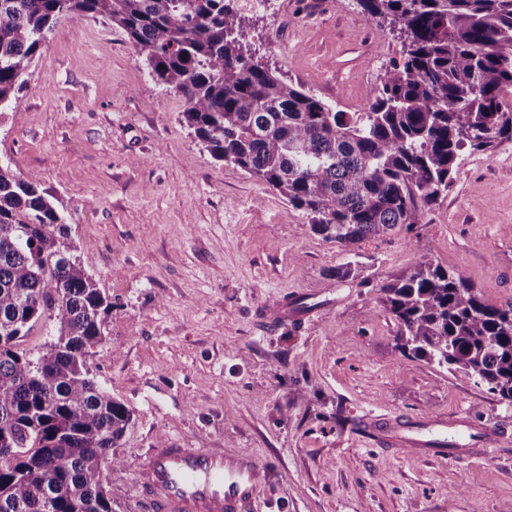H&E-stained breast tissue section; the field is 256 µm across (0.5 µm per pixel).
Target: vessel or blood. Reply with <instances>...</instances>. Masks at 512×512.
I'll return each mask as SVG.
<instances>
[{
  "label": "vessel or blood",
  "mask_w": 512,
  "mask_h": 512,
  "mask_svg": "<svg viewBox=\"0 0 512 512\" xmlns=\"http://www.w3.org/2000/svg\"><path fill=\"white\" fill-rule=\"evenodd\" d=\"M377 446L414 449L465 463L500 436L469 420L372 417ZM137 483L150 512H258L270 471L257 457L221 448H175L161 442L138 460Z\"/></svg>",
  "instance_id": "b4317fda"
}]
</instances>
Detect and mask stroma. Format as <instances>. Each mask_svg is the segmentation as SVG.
<instances>
[{
  "label": "stroma",
  "mask_w": 512,
  "mask_h": 512,
  "mask_svg": "<svg viewBox=\"0 0 512 512\" xmlns=\"http://www.w3.org/2000/svg\"><path fill=\"white\" fill-rule=\"evenodd\" d=\"M246 16L257 60L346 112L367 111L400 57L396 34L356 0H267ZM185 108L120 28L69 13L0 115V164L58 198L112 302L87 366L132 411L114 451V512H148L135 466L161 440L253 453L271 473L261 512H512V407L401 353L379 293L426 255L489 303H512V141L464 155L414 229L348 250L215 161ZM287 294L308 317L268 328ZM380 415L472 419L506 437L459 464L377 447L362 424Z\"/></svg>",
  "instance_id": "35a3bbf8"
}]
</instances>
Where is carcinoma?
I'll list each match as a JSON object with an SVG mask.
<instances>
[{"label": "carcinoma", "instance_id": "1", "mask_svg": "<svg viewBox=\"0 0 512 512\" xmlns=\"http://www.w3.org/2000/svg\"><path fill=\"white\" fill-rule=\"evenodd\" d=\"M356 2L401 40L365 112L253 61L236 0H0V111L60 16H107L185 98L183 121L214 159L279 192L312 232L354 245L420 223L465 151L512 140V0ZM77 251L47 193L0 165V512H114L112 449L132 411L90 377L112 302ZM380 291L402 352L512 406L511 303H487L426 255ZM44 319L55 338L34 357L20 341Z\"/></svg>", "mask_w": 512, "mask_h": 512}]
</instances>
